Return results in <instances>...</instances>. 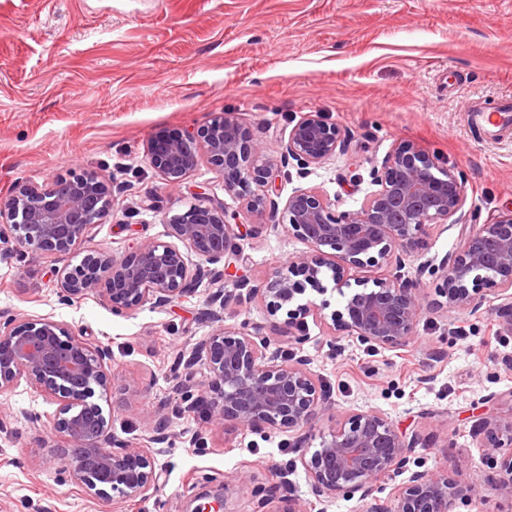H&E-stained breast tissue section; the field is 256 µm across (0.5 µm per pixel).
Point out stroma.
I'll return each instance as SVG.
<instances>
[{
	"mask_svg": "<svg viewBox=\"0 0 512 512\" xmlns=\"http://www.w3.org/2000/svg\"><path fill=\"white\" fill-rule=\"evenodd\" d=\"M512 0H0V199L15 185L44 187L93 171L125 190L77 252L0 257V316L64 322L93 346H108L114 388L101 405L115 439L143 445L174 401L175 359L215 329L204 314L212 288L125 316L90 296L61 299L53 270L91 250L168 238L165 213L203 191L227 206L224 179L207 162L181 188L162 183L144 161L157 131H195L230 113L278 159L301 116L343 126L347 154L302 171L289 164L281 188L316 187L337 210L359 207L370 172L406 141L464 178L459 223L431 226L405 274L426 301L436 297L425 259L454 254L467 226L512 207ZM479 108L488 120L471 124ZM156 197L158 212L139 200ZM269 229L247 239L241 275L260 282L304 245L265 215ZM488 294L478 312L428 313L400 350L377 349L309 321V339L276 335L272 345L305 356L327 396L312 432L336 419L378 412L419 444L410 471L444 470L476 482V504L460 512H512L496 470L483 462L484 421L512 416V329ZM56 412L26 382L0 393V512H194L224 494L227 512H257L252 490L276 482V467L298 456L294 436L224 431L198 414L173 421L159 479L145 499L88 496L53 455L62 439ZM198 434L189 445L187 433ZM244 481H236L240 470Z\"/></svg>",
	"mask_w": 512,
	"mask_h": 512,
	"instance_id": "obj_1",
	"label": "stroma"
}]
</instances>
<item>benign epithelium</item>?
I'll list each match as a JSON object with an SVG mask.
<instances>
[{
	"label": "benign epithelium",
	"mask_w": 512,
	"mask_h": 512,
	"mask_svg": "<svg viewBox=\"0 0 512 512\" xmlns=\"http://www.w3.org/2000/svg\"><path fill=\"white\" fill-rule=\"evenodd\" d=\"M346 130L320 114L301 117L288 131L280 160H271L261 144L230 113L197 132L155 133L147 142L146 164L172 189L181 186L201 159L224 177V192L257 217L267 211L277 225L307 246L285 267L252 285L233 274L244 261L243 241L261 236L265 224H245L240 210L217 198H195L173 215L165 214L171 242L145 240L121 253L93 250L76 265L53 271L61 297L96 295L122 315L150 303L165 306L195 292L208 279L231 281L240 300L258 301L269 316L267 326L248 322L216 328L199 342L176 373L182 405L175 415L200 412L216 428L274 430L296 436L302 452L279 470L278 488L291 490L288 468L300 467L309 494L322 504L338 496L366 499L381 483L408 470L418 436H406L389 419L361 412L337 422L322 434L319 447L307 443L325 412L321 387L303 357L270 351V334L290 330L307 340L306 318L320 319L333 332L362 344L387 349L407 346L424 314L420 288L401 275L405 259L424 249L433 224L458 223L455 215L467 201L461 174L409 143L394 145L371 172L376 189L357 209L339 211L316 188L294 190L284 205L274 196L288 181L289 161L307 170L349 151ZM122 191L95 173L83 172L50 188L19 183L0 201V255L41 253L67 255L90 228L110 213ZM385 265L392 274L359 280L362 290L342 308L325 314L328 303L298 302L306 286L324 288L332 280L340 289L352 272ZM446 312L479 310L485 291L505 300L512 322V208L489 224L472 227L458 250L439 263L424 265ZM304 279L295 280L293 276ZM285 312L286 318L278 314ZM109 349L93 347L63 323L35 317L20 323L0 321V393L25 380L57 404L53 429L64 440L52 452L70 469L86 494L126 503L155 488L159 449L130 448L112 438L108 419L96 395L112 384ZM205 358L209 377L196 379L195 359ZM488 463L503 474L500 482L512 494V417L486 421ZM270 512H306L294 495L279 496L267 487L255 490ZM474 486L430 471H415L394 499L380 500L373 512H456L471 502Z\"/></svg>",
	"instance_id": "benign-epithelium-1"
}]
</instances>
